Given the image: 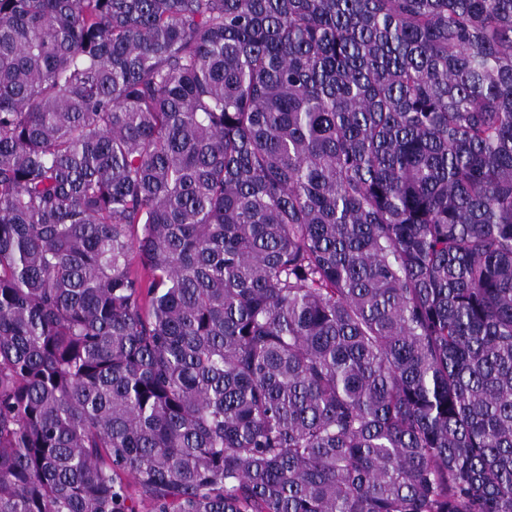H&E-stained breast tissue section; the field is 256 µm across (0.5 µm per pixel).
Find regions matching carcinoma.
<instances>
[{
	"mask_svg": "<svg viewBox=\"0 0 512 512\" xmlns=\"http://www.w3.org/2000/svg\"><path fill=\"white\" fill-rule=\"evenodd\" d=\"M512 512V0H0V512Z\"/></svg>",
	"mask_w": 512,
	"mask_h": 512,
	"instance_id": "obj_1",
	"label": "carcinoma"
}]
</instances>
